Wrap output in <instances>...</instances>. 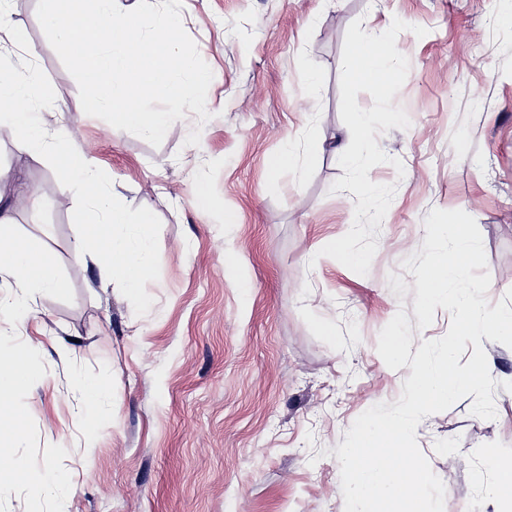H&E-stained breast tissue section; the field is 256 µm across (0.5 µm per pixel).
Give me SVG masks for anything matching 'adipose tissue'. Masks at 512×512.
I'll use <instances>...</instances> for the list:
<instances>
[{
	"instance_id": "adipose-tissue-1",
	"label": "adipose tissue",
	"mask_w": 512,
	"mask_h": 512,
	"mask_svg": "<svg viewBox=\"0 0 512 512\" xmlns=\"http://www.w3.org/2000/svg\"><path fill=\"white\" fill-rule=\"evenodd\" d=\"M11 223L9 209L0 207V271H9L16 279L20 292L13 297L11 305L25 312L33 304L36 293L60 288L62 282L45 248L6 238L5 230ZM35 351L30 343L0 351V444L12 442L22 434V422L11 404L16 392L34 375Z\"/></svg>"
}]
</instances>
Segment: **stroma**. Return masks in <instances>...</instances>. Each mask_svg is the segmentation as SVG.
Here are the masks:
<instances>
[{
    "mask_svg": "<svg viewBox=\"0 0 512 512\" xmlns=\"http://www.w3.org/2000/svg\"><path fill=\"white\" fill-rule=\"evenodd\" d=\"M37 2L9 0L30 45L0 53L50 80L45 129L71 131L117 198L158 216L160 275L136 315L94 256H75L73 192L0 124L12 234L41 241L63 281L32 312H0V336L37 348V375L13 400L24 432L7 448L28 471L0 483V512H55L39 485L48 469L70 473V512H344L336 449L360 414L396 404L412 373L390 369L377 342L398 311L418 323L401 263L421 250L431 209L476 220L490 304L512 288V0H183L213 72L211 118L187 112L157 147L84 113ZM396 17L409 25L396 39L409 72L392 103L410 126L376 138L390 160L368 176L397 190L362 276L320 253L358 202L330 190L344 174L332 151L346 130L342 50L352 22L379 34ZM286 150L295 163L278 166ZM201 180L212 205L193 200ZM482 346L496 419L473 416L468 396L416 429L445 512H495L493 457L512 453V348ZM84 378L106 392L98 413Z\"/></svg>",
    "mask_w": 512,
    "mask_h": 512,
    "instance_id": "stroma-1",
    "label": "stroma"
}]
</instances>
